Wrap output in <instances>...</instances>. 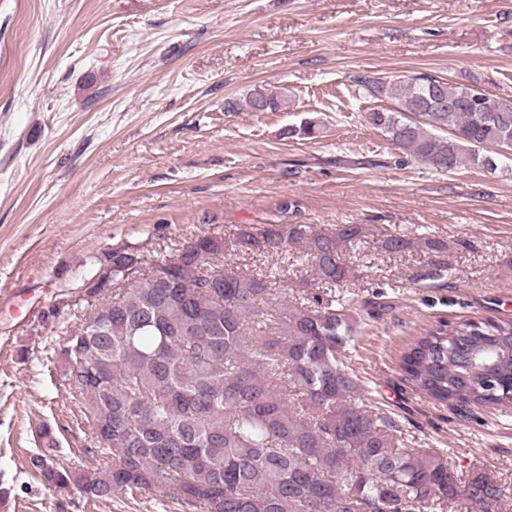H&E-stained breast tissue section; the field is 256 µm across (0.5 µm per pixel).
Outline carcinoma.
I'll return each mask as SVG.
<instances>
[{
	"label": "carcinoma",
	"mask_w": 512,
	"mask_h": 512,
	"mask_svg": "<svg viewBox=\"0 0 512 512\" xmlns=\"http://www.w3.org/2000/svg\"><path fill=\"white\" fill-rule=\"evenodd\" d=\"M356 83L388 108L365 113L404 157L439 172L465 163L492 172L499 156L484 146L512 140V104L477 77L454 84L419 74L365 75ZM456 104L429 106V91ZM447 129L450 137L433 134ZM317 122L288 129L308 139ZM377 236L385 253L439 252L447 244L408 238L369 224H244L230 242L201 235L169 264V287L148 280L100 295V324L66 335L54 352L85 423L112 427L95 469L59 468L36 459L58 492L106 500L119 492L153 493L187 512H512L498 476H464L430 448H404L392 418L363 397L350 367L358 321L330 295L288 304L276 274L237 271L224 253L291 257L309 272L302 284L348 285L357 269L344 258ZM222 280L202 287V275ZM196 320L203 336H189ZM401 368L433 401L465 407L512 405V320L441 321L403 354Z\"/></svg>",
	"instance_id": "carcinoma-1"
}]
</instances>
